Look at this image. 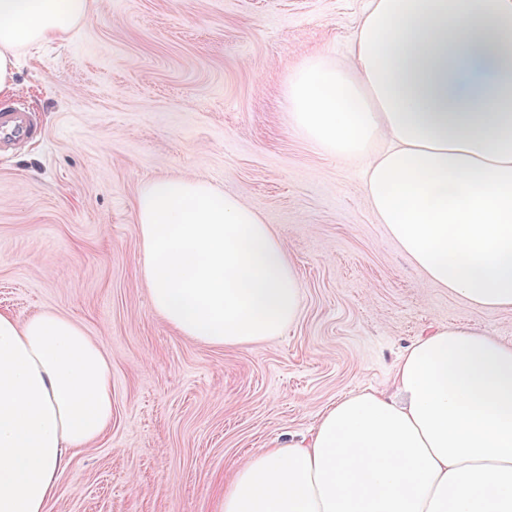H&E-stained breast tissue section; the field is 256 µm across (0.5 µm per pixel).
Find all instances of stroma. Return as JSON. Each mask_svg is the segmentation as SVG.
<instances>
[{
  "label": "stroma",
  "instance_id": "stroma-1",
  "mask_svg": "<svg viewBox=\"0 0 512 512\" xmlns=\"http://www.w3.org/2000/svg\"><path fill=\"white\" fill-rule=\"evenodd\" d=\"M368 0H96L72 35L21 49L12 100L40 136L0 160V312L79 321L112 361V425L62 472L47 512H219L261 448L388 390L441 327L512 344V310L456 298L371 212L364 161L296 128L287 77L346 63ZM163 177L212 181L270 224L300 285L293 324L212 346L177 333L141 275L134 205Z\"/></svg>",
  "mask_w": 512,
  "mask_h": 512
}]
</instances>
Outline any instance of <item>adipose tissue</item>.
Wrapping results in <instances>:
<instances>
[{
  "label": "adipose tissue",
  "mask_w": 512,
  "mask_h": 512,
  "mask_svg": "<svg viewBox=\"0 0 512 512\" xmlns=\"http://www.w3.org/2000/svg\"><path fill=\"white\" fill-rule=\"evenodd\" d=\"M93 7L0 0V95L22 48ZM287 102L314 147L367 156L369 207L415 267L469 305L512 310V0H370L347 66L311 55ZM135 211L152 305L180 335L242 345L296 319V271L255 209L178 177L144 185ZM393 385L337 400L302 445L255 452L221 512H512V345L439 328ZM111 425L112 362L85 328L0 313V512H46Z\"/></svg>",
  "instance_id": "1"
}]
</instances>
